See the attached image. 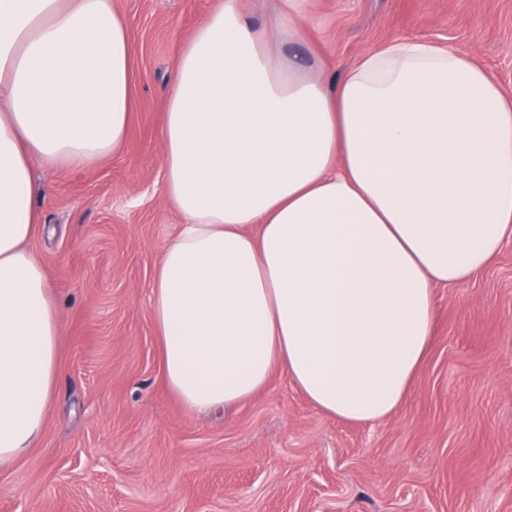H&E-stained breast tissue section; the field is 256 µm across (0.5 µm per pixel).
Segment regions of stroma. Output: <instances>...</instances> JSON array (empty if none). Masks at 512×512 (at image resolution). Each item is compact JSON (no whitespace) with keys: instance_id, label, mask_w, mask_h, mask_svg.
Masks as SVG:
<instances>
[{"instance_id":"stroma-1","label":"stroma","mask_w":512,"mask_h":512,"mask_svg":"<svg viewBox=\"0 0 512 512\" xmlns=\"http://www.w3.org/2000/svg\"><path fill=\"white\" fill-rule=\"evenodd\" d=\"M218 2L112 0L134 57L127 138L80 173L34 169L59 376L39 441L0 466V512H512V243L436 289L430 351L382 422L321 413L279 373L227 414L168 389L149 297L185 218L160 131L179 50ZM298 23L332 74L418 38L512 87V0H304Z\"/></svg>"}]
</instances>
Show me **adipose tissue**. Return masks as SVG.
Wrapping results in <instances>:
<instances>
[{
	"label": "adipose tissue",
	"mask_w": 512,
	"mask_h": 512,
	"mask_svg": "<svg viewBox=\"0 0 512 512\" xmlns=\"http://www.w3.org/2000/svg\"><path fill=\"white\" fill-rule=\"evenodd\" d=\"M221 0L183 47L162 126L183 214L151 288L165 379L232 409L281 371L320 412L375 423L405 402L435 290L512 242V89L454 48L397 39L314 74ZM134 63L112 0H0V464L40 438L62 326L34 164L84 171L124 140Z\"/></svg>",
	"instance_id": "1"
}]
</instances>
